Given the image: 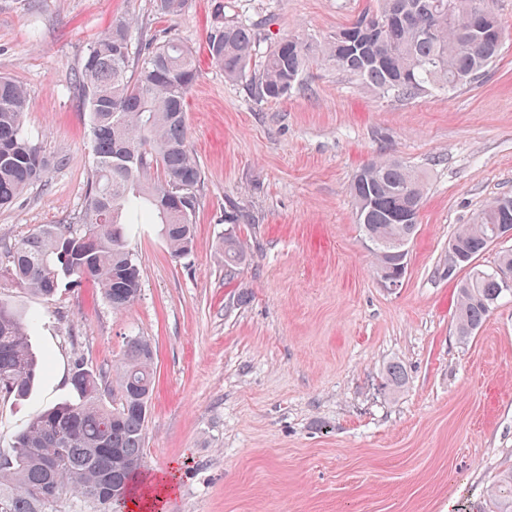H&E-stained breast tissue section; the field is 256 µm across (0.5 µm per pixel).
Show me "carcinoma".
Masks as SVG:
<instances>
[{"instance_id":"obj_1","label":"carcinoma","mask_w":512,"mask_h":512,"mask_svg":"<svg viewBox=\"0 0 512 512\" xmlns=\"http://www.w3.org/2000/svg\"><path fill=\"white\" fill-rule=\"evenodd\" d=\"M155 10L176 15L187 0H154ZM473 0H377L374 10L336 29L323 40L295 35L279 38L250 73L256 48L252 28L222 21L207 41L211 61L234 81L250 78L262 99L281 100L298 86L311 58L346 72L374 92L406 100L433 92L458 90L479 82L499 57L503 29L495 0H481L492 13L484 22L481 49L471 46L464 12ZM132 21L120 18L90 45L75 83L88 115L93 163L82 225L44 224L10 247V265L0 281L50 297L62 284L91 281L115 311L140 295V268L128 248L132 224H157L171 256L188 254L194 237L193 213L201 185L199 164L187 143L185 100L198 72L193 52L175 39L144 44L130 69ZM32 106L26 91L0 77V208L19 200L42 180L48 166L38 142L24 130ZM160 172L156 181L147 175ZM351 195L355 223L363 238H405L417 232L424 182L401 162L380 158L354 176ZM512 214V196L487 204L452 240L466 270L458 281L455 334L471 338L506 294L493 269L476 265L498 237L503 213ZM377 266L406 273L396 258L378 247ZM248 249L236 235L224 237V276L231 279L248 261ZM0 295V394L25 397L46 368L33 351L30 336L40 324ZM153 349L131 337L106 375L75 364V398L34 414L14 435L13 453L0 457V512H47L60 494L109 512L108 500L126 501L143 474V449L153 392ZM405 382L398 363L387 366L386 388Z\"/></svg>"}]
</instances>
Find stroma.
<instances>
[{
    "instance_id": "stroma-1",
    "label": "stroma",
    "mask_w": 512,
    "mask_h": 512,
    "mask_svg": "<svg viewBox=\"0 0 512 512\" xmlns=\"http://www.w3.org/2000/svg\"><path fill=\"white\" fill-rule=\"evenodd\" d=\"M374 0H0V76L32 101L26 130L51 164L0 209V266L43 224L78 221L92 168L75 75L114 19L132 42L171 36L196 55L187 136L203 185L190 253L159 228L128 236L138 299L113 311L92 284L51 298L32 336L49 370L23 399L0 397V454L40 409L69 399L76 362L111 373L126 340L154 348L145 472L170 475L162 512H500L490 488L512 472V296L466 342L454 333L448 242L512 195V0L504 40L477 84L411 101L382 97L314 60L279 101L225 80L207 40L216 12L252 27L257 53L280 36L324 39ZM392 157L426 176L399 287L386 286L354 222L357 170ZM238 224L225 221L228 213ZM251 255L224 277V237ZM403 365L398 392L385 369Z\"/></svg>"
}]
</instances>
